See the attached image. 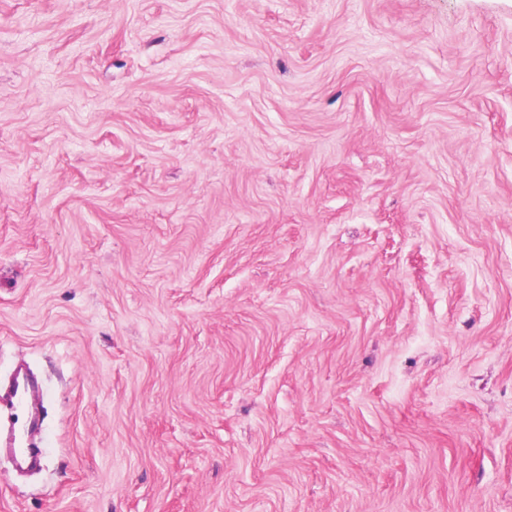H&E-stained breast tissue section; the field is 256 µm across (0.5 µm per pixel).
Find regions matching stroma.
Wrapping results in <instances>:
<instances>
[{
	"mask_svg": "<svg viewBox=\"0 0 512 512\" xmlns=\"http://www.w3.org/2000/svg\"><path fill=\"white\" fill-rule=\"evenodd\" d=\"M0 512H512V0H0Z\"/></svg>",
	"mask_w": 512,
	"mask_h": 512,
	"instance_id": "obj_1",
	"label": "stroma"
}]
</instances>
